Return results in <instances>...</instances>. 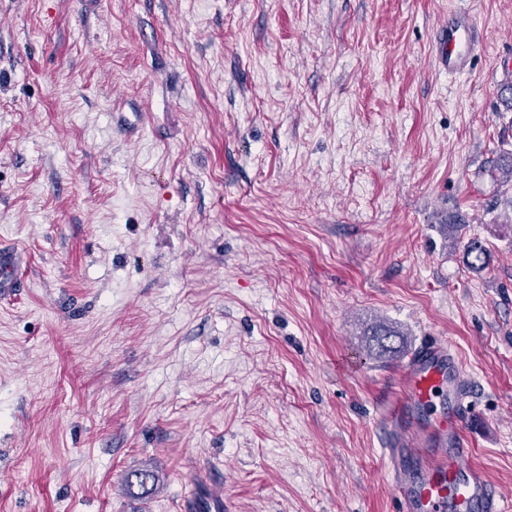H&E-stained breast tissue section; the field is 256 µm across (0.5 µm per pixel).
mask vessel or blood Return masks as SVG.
Here are the masks:
<instances>
[{"label": "vessel or blood", "instance_id": "b4317fda", "mask_svg": "<svg viewBox=\"0 0 512 512\" xmlns=\"http://www.w3.org/2000/svg\"><path fill=\"white\" fill-rule=\"evenodd\" d=\"M476 19L452 13L435 55L448 72H463L475 46ZM14 250L0 248V299L22 287ZM387 451L401 512H512L474 458L466 424L473 385L450 343L421 341L396 376Z\"/></svg>", "mask_w": 512, "mask_h": 512}]
</instances>
